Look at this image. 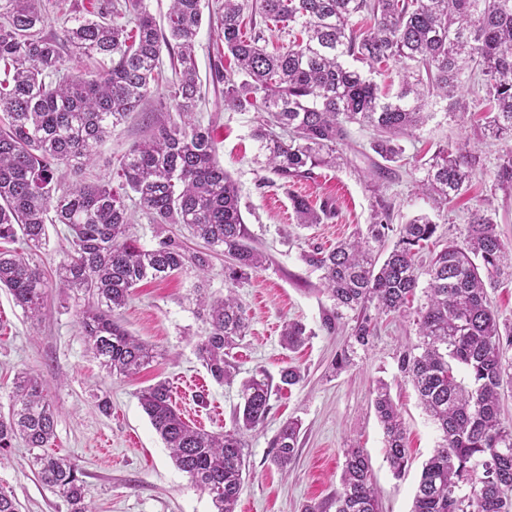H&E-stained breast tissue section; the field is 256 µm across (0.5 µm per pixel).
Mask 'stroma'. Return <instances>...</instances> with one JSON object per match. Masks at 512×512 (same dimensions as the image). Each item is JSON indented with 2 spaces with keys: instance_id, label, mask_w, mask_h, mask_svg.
Returning a JSON list of instances; mask_svg holds the SVG:
<instances>
[{
  "instance_id": "obj_1",
  "label": "stroma",
  "mask_w": 512,
  "mask_h": 512,
  "mask_svg": "<svg viewBox=\"0 0 512 512\" xmlns=\"http://www.w3.org/2000/svg\"><path fill=\"white\" fill-rule=\"evenodd\" d=\"M222 43L217 30L202 24L196 41L198 74L204 96L196 117L212 125L218 140V160L235 181L241 212L251 243L266 258L263 268L237 286L250 329L235 350L240 377L263 370L278 376L283 367H299L304 379L271 400L263 425L248 433L245 454L249 475L236 512H303L308 504H327L340 483L343 451L360 448L368 455L372 477L380 491L382 512H410L423 463L440 440V433L421 408L412 385L398 369L400 353L417 343L409 320L379 316L368 346L353 335V321L343 319L335 334L322 327L330 308L320 291V274L305 265L301 254L365 229L376 197L391 202V223L400 225L420 213H431L441 243L462 241L470 212L490 198L498 231L512 245V191L495 189V173L506 147L488 141L479 150L480 168L468 189L448 210L435 213L417 182L421 171L406 166L398 178L381 180L369 173L370 162L360 153L370 133L352 126V142L340 146L345 162L319 168L314 178L283 189L273 182L252 131L259 114L224 106L222 86L214 85V65ZM468 111L429 99L426 124L402 138L405 158H427L442 146L476 141V123L485 105L469 96ZM148 129L141 113L132 112L103 144L101 159L87 169L88 178L106 179L110 160L143 140ZM313 205L331 200L334 218L303 227L295 218L291 195ZM224 259L215 257L208 272L187 269L161 282H142L121 312L124 326L154 348V361L130 377L109 375L87 350L75 316L73 295L49 290L41 322L31 323L5 290H0V410L9 406L15 374L39 375L56 410L53 451L74 460L84 473L87 499L95 512H212L206 493L196 488L171 460L169 450L142 410L137 393L157 381H167L183 418L212 432L230 426L239 401L237 387L216 383L199 362L195 344L206 332L198 310V291L223 295ZM289 320L301 321L305 344L291 351L281 343ZM390 387L406 428L409 468L394 478L386 460L383 429L372 405L377 380ZM206 404H199L198 395ZM112 403L98 407L99 397ZM301 420L298 457L287 471L270 462V445L282 424ZM29 451L17 445L0 460V490L12 493L20 512H67L62 500L45 487L30 467Z\"/></svg>"
}]
</instances>
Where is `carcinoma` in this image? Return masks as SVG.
<instances>
[{
  "label": "carcinoma",
  "mask_w": 512,
  "mask_h": 512,
  "mask_svg": "<svg viewBox=\"0 0 512 512\" xmlns=\"http://www.w3.org/2000/svg\"><path fill=\"white\" fill-rule=\"evenodd\" d=\"M201 2L170 0L166 34L149 0L76 9L66 25L48 33L39 0H0V241L20 244L0 248V288L28 319L40 321L50 284L31 255L47 245V225H64L69 249L55 268L56 287L82 296L76 316L87 350L116 376H133L155 358L119 318L140 283L189 266L204 272L219 251L229 258L224 277L233 285L264 265L249 243L238 187L217 160L214 130L194 118L201 100L195 66ZM359 15L373 25L357 27ZM258 17L267 27L298 28L302 38L270 53L261 45L263 34L242 32ZM215 22L234 61L214 71L224 85V107L265 113L253 138L282 187L340 164L338 146L349 142L352 124L370 131V149L383 160L372 158L371 166L386 178L388 164L403 160L399 140L428 119V99L455 97L467 110L465 80L490 103L483 134L512 140V0H224ZM164 51L175 79L153 89ZM67 58L86 68L69 71ZM381 66L394 67L399 78L392 97L374 80ZM151 96L169 115L129 148L111 178L66 181L65 173L94 166L103 142ZM478 166L469 144L442 147L422 165L418 186L439 210L466 189ZM495 181L512 189V147L500 156ZM129 200L151 224L183 225L202 249L190 253L170 238L150 249L138 245ZM291 200L303 226L336 215L327 201L317 211L304 197ZM489 205L474 208L462 243L450 242L430 257L426 302L414 311L419 341L398 358L399 371L440 432L411 512H512V423L501 418L504 387L512 389V323L500 321L489 299L502 278L512 277V250ZM390 213L381 198L366 232L303 253L333 302L322 318L327 333L352 312L353 336L365 345L376 332L370 309L409 312L419 286L416 260L437 224L427 214L415 216L399 226L387 249ZM199 306L209 331L196 343L197 357L215 382L231 384L238 374L232 350L249 331L247 312L232 287L222 297H199ZM305 336L302 323L283 325L286 348H298ZM461 370L466 383L457 377ZM302 380L295 366L282 368L277 383L264 371L243 379L232 427L220 432L190 426L165 381L143 389L138 399L176 468L207 493L214 512H236L248 471L245 436L262 424L281 386ZM372 395L387 459L399 477L407 465L400 413L384 381ZM300 431V422L289 419L272 441L270 461L284 472L297 456ZM54 437V410L41 379L18 373L8 413L0 414V459L22 442L67 512H93L78 464L45 451ZM329 506L381 512L363 449L345 451Z\"/></svg>",
  "instance_id": "1"
}]
</instances>
